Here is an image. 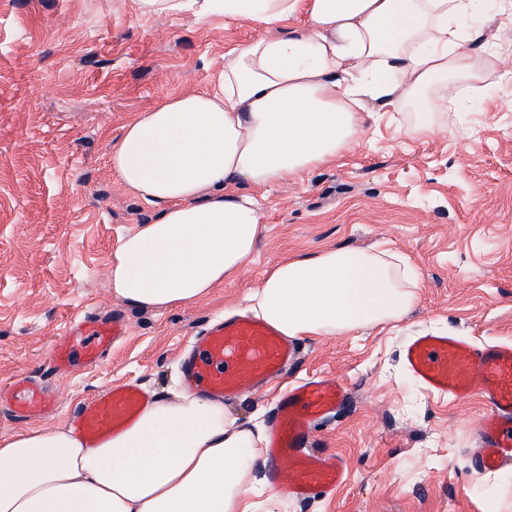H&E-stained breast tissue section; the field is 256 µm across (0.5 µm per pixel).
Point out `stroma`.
<instances>
[{"mask_svg":"<svg viewBox=\"0 0 512 512\" xmlns=\"http://www.w3.org/2000/svg\"><path fill=\"white\" fill-rule=\"evenodd\" d=\"M479 29L512 69V14L491 8ZM270 33L189 12L145 16L138 0H0V384L28 374L62 395L58 411L31 424L0 410V439L68 423L115 383L165 395L180 382L182 348L225 309L243 310L288 256L388 249L422 280L402 320L300 339L283 378L225 399L231 418L267 426L278 394L311 374L347 391L311 430L313 453L344 461V482L306 500L265 489L251 497L255 512H488L493 503L512 512V463L472 466L483 401L431 394L402 362L405 342L423 332L512 342V82L461 113L452 132L412 139L404 113L382 112L335 162L248 187L264 233L209 300L154 310L114 297L110 257L154 209L114 177L112 143L134 114L215 89L225 49ZM112 310L129 334L106 360L50 375L47 351L72 315Z\"/></svg>","mask_w":512,"mask_h":512,"instance_id":"stroma-1","label":"stroma"}]
</instances>
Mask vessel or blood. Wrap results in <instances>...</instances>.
I'll return each mask as SVG.
<instances>
[{
  "mask_svg": "<svg viewBox=\"0 0 512 512\" xmlns=\"http://www.w3.org/2000/svg\"><path fill=\"white\" fill-rule=\"evenodd\" d=\"M127 334V324L117 316L78 313L52 347L49 371L101 364ZM299 356L298 345L268 323L235 315L209 324L184 354L181 368L189 387L221 398L279 378ZM403 362L429 392L451 399L482 394L488 409L477 426L475 463L492 470L512 461V344L477 346L460 336L426 333L406 343ZM344 398L343 388L327 375L308 377L280 398L268 460L269 479L283 495L302 499L341 484L343 461L317 457L308 446L313 422L335 411ZM0 401L14 420L27 421L54 411L59 398L49 383L18 376L0 385ZM149 403L136 383L115 384L74 411L72 424L85 439L102 441L137 419Z\"/></svg>",
  "mask_w": 512,
  "mask_h": 512,
  "instance_id": "vessel-or-blood-1",
  "label": "vessel or blood"
}]
</instances>
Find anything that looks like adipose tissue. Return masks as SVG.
<instances>
[{
    "mask_svg": "<svg viewBox=\"0 0 512 512\" xmlns=\"http://www.w3.org/2000/svg\"><path fill=\"white\" fill-rule=\"evenodd\" d=\"M190 7L279 34L226 50L218 90L168 97L113 143L118 181L155 209L110 259L113 294L137 308L198 303L240 274L263 233L242 186L352 150L365 101L410 112L406 135L424 138L443 128L449 85L467 108L512 80L494 44L471 46L480 0H139L146 16ZM420 286L397 253L330 247L278 261L247 300L282 335L343 336L401 320ZM265 440L191 393L158 398L98 444L69 425L32 429L0 441V512H252Z\"/></svg>",
    "mask_w": 512,
    "mask_h": 512,
    "instance_id": "1",
    "label": "adipose tissue"
}]
</instances>
